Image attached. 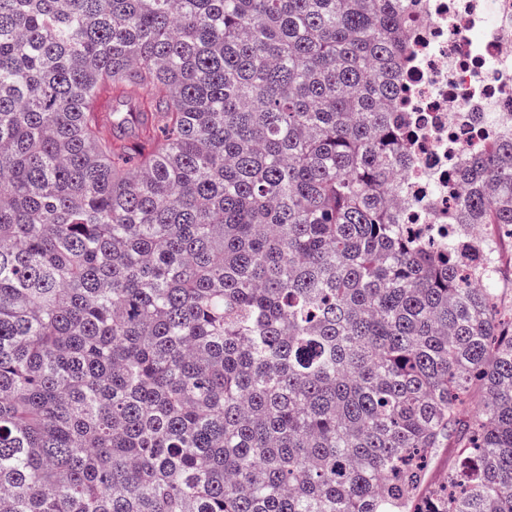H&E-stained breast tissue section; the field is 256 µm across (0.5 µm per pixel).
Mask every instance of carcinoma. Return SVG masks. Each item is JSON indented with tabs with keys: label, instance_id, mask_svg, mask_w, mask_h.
Returning a JSON list of instances; mask_svg holds the SVG:
<instances>
[{
	"label": "carcinoma",
	"instance_id": "carcinoma-1",
	"mask_svg": "<svg viewBox=\"0 0 512 512\" xmlns=\"http://www.w3.org/2000/svg\"><path fill=\"white\" fill-rule=\"evenodd\" d=\"M405 51V0H0V512H512L497 246L386 205ZM460 181L512 237V139ZM456 466V453L454 448H437L432 460L430 473V484L438 483L448 478V471Z\"/></svg>",
	"mask_w": 512,
	"mask_h": 512
}]
</instances>
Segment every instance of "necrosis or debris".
Wrapping results in <instances>:
<instances>
[{"label":"necrosis or debris","instance_id":"obj_1","mask_svg":"<svg viewBox=\"0 0 512 512\" xmlns=\"http://www.w3.org/2000/svg\"><path fill=\"white\" fill-rule=\"evenodd\" d=\"M407 34L396 115L414 136L392 210L420 236H464L448 173L512 136V0H409Z\"/></svg>","mask_w":512,"mask_h":512}]
</instances>
